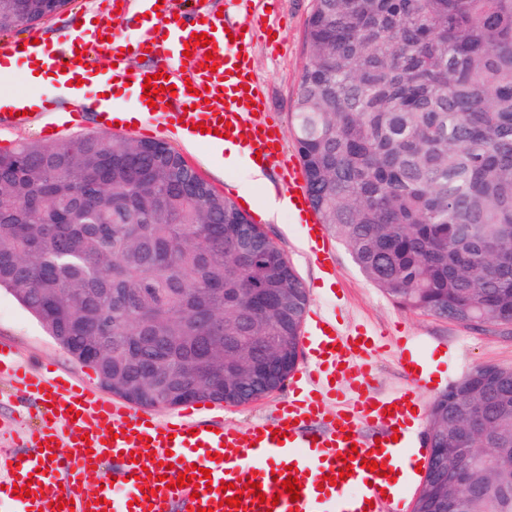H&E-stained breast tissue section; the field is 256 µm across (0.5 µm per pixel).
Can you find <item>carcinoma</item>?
Listing matches in <instances>:
<instances>
[{"mask_svg":"<svg viewBox=\"0 0 512 512\" xmlns=\"http://www.w3.org/2000/svg\"><path fill=\"white\" fill-rule=\"evenodd\" d=\"M0 0V33L44 0ZM291 130L320 223L401 307L512 324V0H314ZM158 140L77 136L0 152V290L101 385L152 408L286 378L306 288L280 249ZM288 308L255 305L270 294ZM151 336L172 342L152 344ZM194 336L214 369L197 370ZM159 375L147 386L145 364ZM481 401L485 420L469 406ZM429 448L461 465L426 512H512V369L474 366L429 413Z\"/></svg>","mask_w":512,"mask_h":512,"instance_id":"obj_1","label":"carcinoma"}]
</instances>
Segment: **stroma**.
Wrapping results in <instances>:
<instances>
[{
	"label": "stroma",
	"mask_w": 512,
	"mask_h": 512,
	"mask_svg": "<svg viewBox=\"0 0 512 512\" xmlns=\"http://www.w3.org/2000/svg\"><path fill=\"white\" fill-rule=\"evenodd\" d=\"M266 16L275 38L258 39L252 50V67L264 87L272 118L288 127L289 114L297 98L300 77L307 52L305 31L313 0H264ZM107 0H71L64 10L51 18L24 25L9 34L10 40L38 39L56 44L70 33L77 16H107ZM179 151L224 196L238 201L241 208L259 215L260 226L295 267L308 293L309 311L338 315L344 328H364L386 332V349L374 359L377 377L376 393L385 395L406 383L401 366L402 356H410L425 365L432 376L418 398L423 409L448 387L464 377L475 365L493 364L512 368V331L486 326L469 329L436 317L400 308L390 297L372 285L360 272L345 245L332 241L336 264L335 277H328L308 258L304 231L294 215L285 209L273 218H264L268 191L282 192V173L278 168L266 172L267 181L256 186L251 200H242L230 173L206 145L174 141ZM15 345L23 364L51 365L58 371L79 377L98 386L95 372L75 361L43 328V326L7 291H0V341ZM288 388H280L270 396L247 406L224 403H202L199 417L223 418L225 422L247 427L258 417L268 415L273 407L288 396Z\"/></svg>",
	"instance_id": "35a3bbf8"
}]
</instances>
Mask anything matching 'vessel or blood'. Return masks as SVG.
<instances>
[{
  "instance_id": "b4317fda",
  "label": "vessel or blood",
  "mask_w": 512,
  "mask_h": 512,
  "mask_svg": "<svg viewBox=\"0 0 512 512\" xmlns=\"http://www.w3.org/2000/svg\"><path fill=\"white\" fill-rule=\"evenodd\" d=\"M234 2L245 13L242 21L227 23L201 17L200 0H147L151 14L142 21L143 39L122 38L117 26L123 16L116 13L111 23L76 27L65 36L63 49L39 57L19 42L1 41L0 66L41 58L63 86L129 90L143 111L138 134L181 136L214 148L225 130L248 156H260L262 166L284 164L282 131L270 122L266 96L251 70L249 47L263 33V22L248 12L250 0ZM203 32L214 38L211 68L204 64L209 52L193 39ZM88 44L109 58V67L77 62V51ZM134 56L146 57V65L130 68ZM185 58L192 67L184 72ZM156 73L168 75L180 89L192 84L194 94L182 98L165 90L147 106L144 80ZM38 121L37 112L0 111V127ZM82 122L81 113L56 112L42 122L41 133L51 139ZM286 166L288 197L306 227L309 253L325 273L334 274L327 228L311 204L303 172L296 164ZM380 342L367 330L348 331L336 320L317 318L292 397L279 402L272 417L244 428L227 423L215 431L186 413L162 419L97 395L71 376L24 369L0 344V374L13 377L21 412L38 419L25 432L29 456L0 453V472L6 475L0 504H10L11 512H59L61 499L72 501L74 512H171L177 503L193 512H403L420 462L409 443L420 435L417 392L426 381L418 365L407 362L408 388L376 396L372 357ZM278 430L283 439H275ZM369 460L376 461L375 469L366 468ZM347 467L351 475L341 477ZM92 472L101 473L102 486L90 492L84 482ZM182 473L191 483L179 488L175 481ZM396 473L401 482L393 481ZM290 476L301 484L296 501L281 487ZM251 481L260 483L266 497H278V505L266 507L247 493ZM16 485L29 486L30 496L17 497ZM151 489L156 497H148ZM238 491L240 507L226 506L225 498Z\"/></svg>"
}]
</instances>
